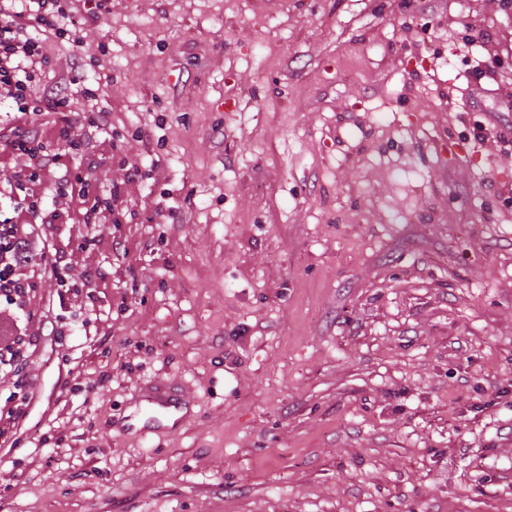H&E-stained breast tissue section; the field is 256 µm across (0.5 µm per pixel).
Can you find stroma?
Instances as JSON below:
<instances>
[{
	"label": "stroma",
	"instance_id": "35a3bbf8",
	"mask_svg": "<svg viewBox=\"0 0 512 512\" xmlns=\"http://www.w3.org/2000/svg\"><path fill=\"white\" fill-rule=\"evenodd\" d=\"M64 25L34 91L69 85L55 149L114 221L36 226L57 274L0 310V512H512V0ZM165 388L181 424L128 426ZM2 323L0 319V365L4 361H11L24 344L22 336L15 333L16 324L5 321Z\"/></svg>",
	"mask_w": 512,
	"mask_h": 512
}]
</instances>
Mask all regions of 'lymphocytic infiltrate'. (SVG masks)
I'll use <instances>...</instances> for the list:
<instances>
[{"label": "lymphocytic infiltrate", "mask_w": 512, "mask_h": 512, "mask_svg": "<svg viewBox=\"0 0 512 512\" xmlns=\"http://www.w3.org/2000/svg\"><path fill=\"white\" fill-rule=\"evenodd\" d=\"M68 8L67 0H0V97L11 102L7 115L10 134L0 140V174L10 188L23 194L9 216L0 221V298L18 307L27 302L29 284L21 271L35 260L29 241L48 198L45 179L68 169L64 154L50 152L49 147L71 138V123L55 122L38 133L30 131L35 111L31 87L46 61L43 36L67 38L75 47L81 44L79 36L65 34L59 25ZM22 149L29 156L24 168L14 163ZM67 191L71 205L52 210L53 221L84 225L107 222L105 209L88 203L87 179L76 178Z\"/></svg>", "instance_id": "lymphocytic-infiltrate-1"}]
</instances>
